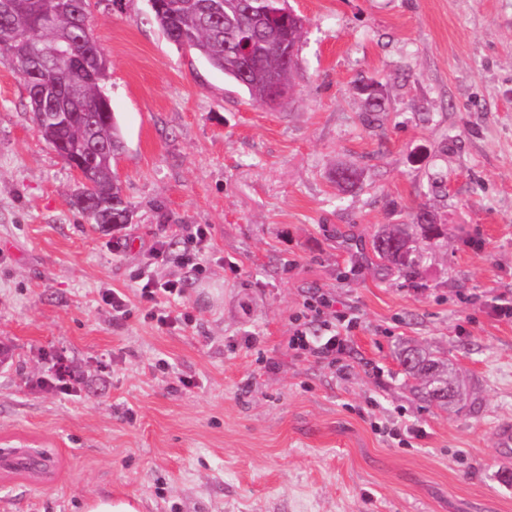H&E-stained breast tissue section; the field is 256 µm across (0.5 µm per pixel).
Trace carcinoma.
Wrapping results in <instances>:
<instances>
[{"instance_id":"obj_1","label":"carcinoma","mask_w":512,"mask_h":512,"mask_svg":"<svg viewBox=\"0 0 512 512\" xmlns=\"http://www.w3.org/2000/svg\"><path fill=\"white\" fill-rule=\"evenodd\" d=\"M153 10L160 30L170 41H183L214 70L244 90L249 99L267 105L271 77L290 86L297 59L289 58L283 45L299 42L303 24L290 18L277 22L256 21L246 13L247 0H222L220 12H207L208 0H157ZM50 24L34 27L29 18L31 0H10L8 16L0 14V59L8 62L22 77L29 112L40 136L56 153L67 156L71 167L90 170L91 186L87 194L75 195L74 206L90 224H128L132 210L122 194L113 160L124 149V138L106 83L58 63L55 51L64 47L73 58H85L97 52L96 39L77 24L73 12L81 8L90 13V0H38ZM70 112L67 125H61L58 112ZM420 241L397 272L409 279L419 275L425 258V246L441 238L443 228L419 227ZM410 237L406 225L376 234L373 251L390 270L385 241ZM406 374L422 381L425 401L446 406L455 400L458 390L448 379L445 364L418 349L400 353ZM45 466L40 455L22 450L9 463L10 471L36 474Z\"/></svg>"}]
</instances>
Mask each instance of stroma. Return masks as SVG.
I'll use <instances>...</instances> for the list:
<instances>
[{
    "label": "stroma",
    "instance_id": "1",
    "mask_svg": "<svg viewBox=\"0 0 512 512\" xmlns=\"http://www.w3.org/2000/svg\"><path fill=\"white\" fill-rule=\"evenodd\" d=\"M288 4L304 31L270 109L148 0H91L133 210L109 231L0 61V448L52 460L0 471V512H512V316L492 309L512 297V0ZM340 168L359 173L345 192ZM421 208L448 228L421 278L379 270L374 235ZM185 224L208 229L206 270L173 304L192 325L162 327L136 277L160 230L183 252ZM321 297L353 320L343 374L288 348L298 324L324 335ZM406 346L447 361L465 403L421 400ZM60 362L72 393L44 384ZM31 454L22 450L14 455L9 463L10 472L19 474H36L45 466V459L41 453Z\"/></svg>",
    "mask_w": 512,
    "mask_h": 512
}]
</instances>
